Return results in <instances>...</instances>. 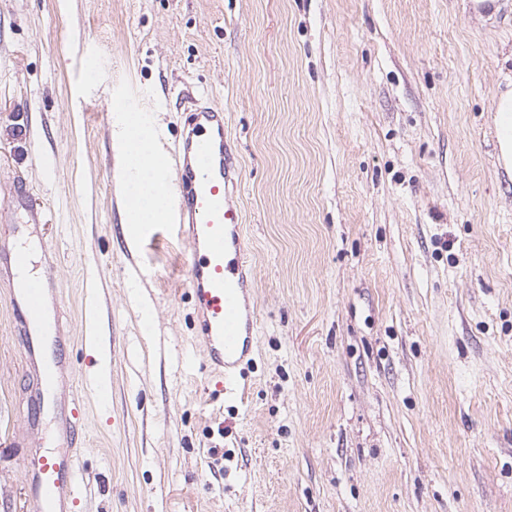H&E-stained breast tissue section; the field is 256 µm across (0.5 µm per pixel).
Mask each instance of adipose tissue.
<instances>
[{"label": "adipose tissue", "mask_w": 512, "mask_h": 512, "mask_svg": "<svg viewBox=\"0 0 512 512\" xmlns=\"http://www.w3.org/2000/svg\"><path fill=\"white\" fill-rule=\"evenodd\" d=\"M113 147L122 168L121 188L126 221L156 224L162 221V198L167 191L164 162L148 140L138 137L137 125L126 112L116 113Z\"/></svg>", "instance_id": "adipose-tissue-1"}]
</instances>
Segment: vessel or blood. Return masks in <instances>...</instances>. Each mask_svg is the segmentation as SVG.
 Here are the masks:
<instances>
[{"mask_svg": "<svg viewBox=\"0 0 512 512\" xmlns=\"http://www.w3.org/2000/svg\"><path fill=\"white\" fill-rule=\"evenodd\" d=\"M177 192L163 203L176 235L192 249L191 297L208 367L224 377V391L239 396L235 373L257 342L256 279L245 253L242 213L236 200L240 170L224 130L223 109L190 98L186 133L173 151ZM31 262L21 246L0 251L10 282L9 300L27 364L34 372L29 399L51 410L57 454L32 453L25 466L29 512H75L81 501L77 450L80 399L71 362L61 348L68 336L60 320L54 274L23 277Z\"/></svg>", "mask_w": 512, "mask_h": 512, "instance_id": "b4317fda", "label": "vessel or blood"}]
</instances>
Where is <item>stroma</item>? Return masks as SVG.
Masks as SVG:
<instances>
[{"label":"stroma","instance_id":"35a3bbf8","mask_svg":"<svg viewBox=\"0 0 512 512\" xmlns=\"http://www.w3.org/2000/svg\"><path fill=\"white\" fill-rule=\"evenodd\" d=\"M510 78L512 0H0V247L50 245L79 512H512ZM189 93L241 171V401L209 399L188 244L125 238L112 115L170 146ZM28 382L0 276V512ZM494 112L498 126L500 158L505 168L512 170V88L507 85L496 98Z\"/></svg>","mask_w":512,"mask_h":512}]
</instances>
